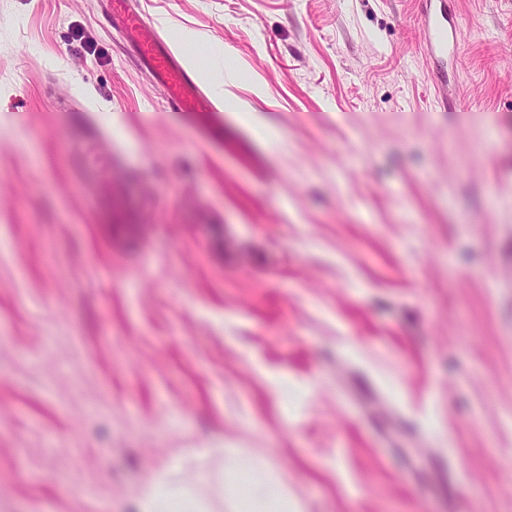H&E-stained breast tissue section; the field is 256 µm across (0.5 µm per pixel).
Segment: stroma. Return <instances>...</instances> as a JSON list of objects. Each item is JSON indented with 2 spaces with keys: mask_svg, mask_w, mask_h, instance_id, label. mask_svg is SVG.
Returning a JSON list of instances; mask_svg holds the SVG:
<instances>
[{
  "mask_svg": "<svg viewBox=\"0 0 512 512\" xmlns=\"http://www.w3.org/2000/svg\"><path fill=\"white\" fill-rule=\"evenodd\" d=\"M447 2L440 62L419 0H136L218 143L107 0H0V512L178 453L215 512L253 458L299 512H512V0ZM130 3V0H110L112 21L120 24L136 45L141 61L167 87L168 105L213 139L223 142V111L214 109L204 100L194 72L166 43L151 34L148 20L141 12L132 9Z\"/></svg>",
  "mask_w": 512,
  "mask_h": 512,
  "instance_id": "35a3bbf8",
  "label": "stroma"
}]
</instances>
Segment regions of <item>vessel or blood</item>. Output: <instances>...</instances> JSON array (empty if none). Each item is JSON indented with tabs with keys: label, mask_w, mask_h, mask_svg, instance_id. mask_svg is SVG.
I'll return each instance as SVG.
<instances>
[{
	"label": "vessel or blood",
	"mask_w": 512,
	"mask_h": 512,
	"mask_svg": "<svg viewBox=\"0 0 512 512\" xmlns=\"http://www.w3.org/2000/svg\"><path fill=\"white\" fill-rule=\"evenodd\" d=\"M112 20L134 42L144 65L169 91L168 104L184 118L215 140L224 138V115L201 96L194 72L172 52L166 43L151 33L148 20L130 6V0H111ZM431 55L448 51V16L442 7L427 9L422 17Z\"/></svg>",
	"instance_id": "vessel-or-blood-1"
}]
</instances>
